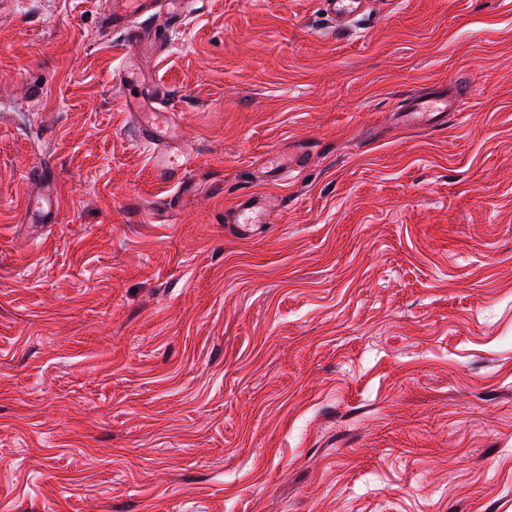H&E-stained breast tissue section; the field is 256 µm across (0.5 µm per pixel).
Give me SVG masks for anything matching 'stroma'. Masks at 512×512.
I'll return each instance as SVG.
<instances>
[{"instance_id":"35a3bbf8","label":"stroma","mask_w":512,"mask_h":512,"mask_svg":"<svg viewBox=\"0 0 512 512\" xmlns=\"http://www.w3.org/2000/svg\"><path fill=\"white\" fill-rule=\"evenodd\" d=\"M99 8L0 0V512H512V0H198L165 180ZM372 4L373 0H320L322 11L340 29L358 22ZM462 95L452 86L434 85L427 93L409 96L394 111L404 125L436 126L460 111ZM302 160L297 154L284 155L279 152H272L268 157L267 172L275 181L288 182V178L299 172ZM271 221L266 198L252 194L242 197L236 206L224 212V223L235 224L245 234L254 232V224H270Z\"/></svg>"}]
</instances>
